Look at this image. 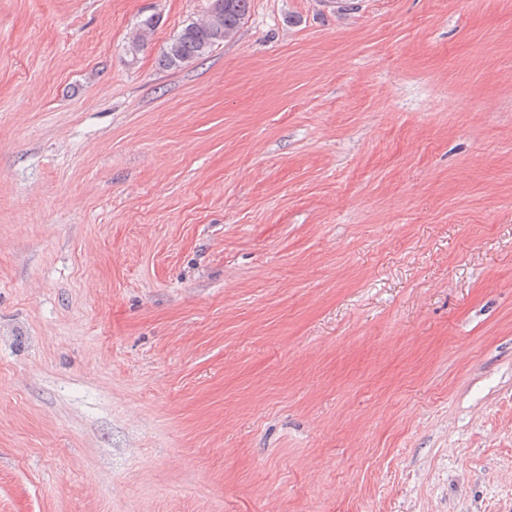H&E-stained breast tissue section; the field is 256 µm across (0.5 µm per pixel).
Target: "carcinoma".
Returning a JSON list of instances; mask_svg holds the SVG:
<instances>
[{
    "mask_svg": "<svg viewBox=\"0 0 512 512\" xmlns=\"http://www.w3.org/2000/svg\"><path fill=\"white\" fill-rule=\"evenodd\" d=\"M217 4L214 21H193L168 43L162 52L161 62L169 69H179L193 60L212 53L224 42L232 39L246 18L251 0H212ZM157 21L149 16L141 21L132 36L131 47L136 50L143 46L154 30Z\"/></svg>",
    "mask_w": 512,
    "mask_h": 512,
    "instance_id": "obj_1",
    "label": "carcinoma"
}]
</instances>
